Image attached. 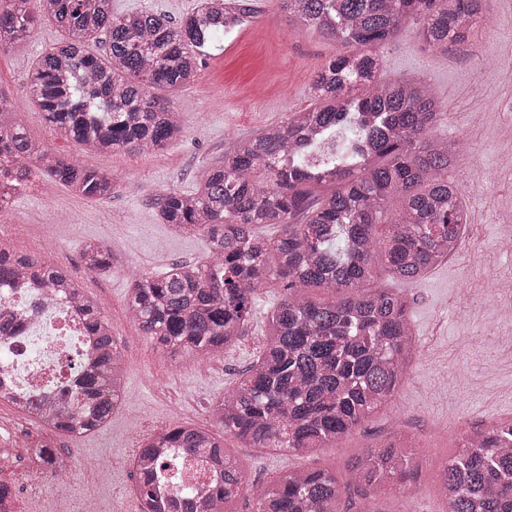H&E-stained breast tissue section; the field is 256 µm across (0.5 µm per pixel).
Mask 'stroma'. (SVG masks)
Here are the masks:
<instances>
[{"mask_svg": "<svg viewBox=\"0 0 512 512\" xmlns=\"http://www.w3.org/2000/svg\"><path fill=\"white\" fill-rule=\"evenodd\" d=\"M256 12L232 34L218 36L220 49L204 57L190 86L168 99L183 123L181 138L159 154L131 150L101 152L76 143L51 126L29 95L34 63L65 38L43 23L24 51L0 48V96L28 135L77 167L112 175L111 198L92 201L42 175L35 192H20L0 215V239L13 252L35 255L65 268L112 323L123 348V400L103 427L79 436H55L57 452L70 456L75 473L51 489L80 503L90 491L109 499L115 512H140L136 479L126 459L152 435L153 422L168 419L211 427L213 401L235 387L266 343L268 318L285 294L281 283L255 293L251 320L237 342L210 356H188L157 347L126 315L136 275L158 274L174 263H205L212 254L205 237L174 232L163 224L154 199L168 189L193 191L198 174L221 160L229 138L253 135L284 122L294 110L315 106L312 82L318 67L338 55L335 39L314 32L283 12L277 0H253ZM495 56V67L474 74V55ZM382 79H416L437 91L448 110L436 134L463 138L457 183L470 212L468 244L417 283L405 287L410 320L422 351L392 401L341 441L303 454L247 448L225 437L224 448L246 474L248 485L232 512H255L257 489L288 470L326 469L344 479L355 456L382 441H407L419 462L415 493L390 487L376 501L378 512H447L439 469L465 439L491 418L512 420V358L498 352L497 335L512 336L497 304L482 299L483 269L512 273L504 219L512 213V172L503 170L512 142L496 114L512 116V0H486L476 44L448 52L427 49L415 26L402 29L379 51ZM106 243L117 257L105 275L89 273L80 258L86 241ZM46 429L12 407L0 405V482L21 486L40 469L30 443ZM113 459L107 484L93 487L88 472L95 459Z\"/></svg>", "mask_w": 512, "mask_h": 512, "instance_id": "obj_1", "label": "stroma"}]
</instances>
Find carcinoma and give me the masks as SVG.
<instances>
[{
  "mask_svg": "<svg viewBox=\"0 0 512 512\" xmlns=\"http://www.w3.org/2000/svg\"><path fill=\"white\" fill-rule=\"evenodd\" d=\"M483 2L279 0L341 47L315 74L323 104L234 141L193 192L155 198L163 223L207 237L214 262L136 276L127 308L156 345L205 355L243 334L257 288L278 280L287 293L270 315L263 353L210 407L217 430L177 424L141 446V512H226L247 481L225 453L224 435L253 448L307 452L347 436L398 393L417 343L401 291L364 287L373 256L381 253L391 278L411 284L457 250L469 214L449 177L460 151L434 136L444 104L422 81L379 79L378 51L410 22L435 51L464 44ZM253 11L248 0H208L174 22L148 11L115 15L112 0H0V45L21 49L41 18L53 19L66 38L29 74L46 119L99 151L158 152L183 130L159 92L193 83L217 33ZM101 34L104 59L86 49ZM257 170L265 179L252 178ZM39 173L91 200L115 189L111 176L48 152L0 111V178L19 187ZM265 224L279 229L277 237L256 232ZM379 225L387 226L381 240ZM81 261L105 274L115 258L104 243L88 242ZM19 280L71 293L97 341L77 402L48 406L37 395L7 402L63 435L104 426L123 396L124 359L111 324L65 270L0 242V286ZM312 288L334 300H309ZM170 448L210 462L218 482L208 496L164 492L163 473L178 467ZM417 472L411 453L382 442L350 460L342 486L326 470L283 473L257 491L256 512H339L341 487L374 500L388 486L410 489ZM440 486L453 512H512V424L477 430L443 462Z\"/></svg>",
  "mask_w": 512,
  "mask_h": 512,
  "instance_id": "carcinoma-1",
  "label": "carcinoma"
}]
</instances>
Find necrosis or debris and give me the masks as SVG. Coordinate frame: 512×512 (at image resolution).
<instances>
[{
    "instance_id": "1",
    "label": "necrosis or debris",
    "mask_w": 512,
    "mask_h": 512,
    "mask_svg": "<svg viewBox=\"0 0 512 512\" xmlns=\"http://www.w3.org/2000/svg\"><path fill=\"white\" fill-rule=\"evenodd\" d=\"M0 310L20 325L0 338V391L22 397L50 390L75 401L93 340L69 295L13 284L0 288Z\"/></svg>"
}]
</instances>
